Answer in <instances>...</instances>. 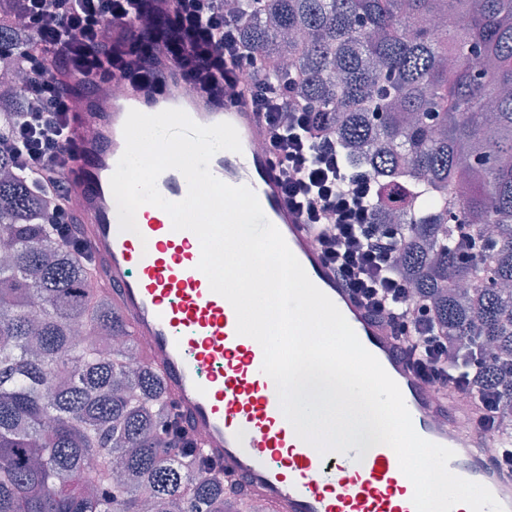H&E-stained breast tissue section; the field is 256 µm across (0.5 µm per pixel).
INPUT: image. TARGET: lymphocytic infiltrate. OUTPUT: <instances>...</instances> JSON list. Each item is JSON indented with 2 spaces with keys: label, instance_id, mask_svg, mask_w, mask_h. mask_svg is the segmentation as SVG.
Here are the masks:
<instances>
[{
  "label": "lymphocytic infiltrate",
  "instance_id": "obj_1",
  "mask_svg": "<svg viewBox=\"0 0 512 512\" xmlns=\"http://www.w3.org/2000/svg\"><path fill=\"white\" fill-rule=\"evenodd\" d=\"M25 41L12 46L25 72L18 94L26 107L0 154L8 156L29 190L45 201L43 219L61 240L77 217L71 180L77 157L71 121L83 94L121 77L161 90L163 60L176 61L187 89L216 104L247 99L264 127L261 141L277 170L285 199L311 232L341 287L366 315L386 328L400 356L411 361L426 388L465 398L471 430L492 435L491 464L512 470V440L501 441L503 402L486 383L482 348L454 350L428 298L412 293L397 257L398 225L375 221L374 198L385 188L364 169L340 164L328 113L296 92L303 76L289 71L278 84L257 78L258 58L240 35L241 21L224 0H22ZM83 94H76L75 85Z\"/></svg>",
  "mask_w": 512,
  "mask_h": 512
}]
</instances>
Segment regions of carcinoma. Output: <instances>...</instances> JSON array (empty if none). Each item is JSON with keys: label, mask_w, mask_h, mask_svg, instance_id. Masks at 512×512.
<instances>
[{"label": "carcinoma", "mask_w": 512, "mask_h": 512, "mask_svg": "<svg viewBox=\"0 0 512 512\" xmlns=\"http://www.w3.org/2000/svg\"><path fill=\"white\" fill-rule=\"evenodd\" d=\"M0 0V48L26 37ZM241 34L287 56L354 166L404 186L398 266L458 347L512 357V0H235ZM0 93V129L22 112ZM495 249L492 273L458 237ZM0 512H251L167 399L92 268L0 157ZM124 343L106 347L103 336ZM512 409V371L493 369Z\"/></svg>", "instance_id": "cac0c4a2"}]
</instances>
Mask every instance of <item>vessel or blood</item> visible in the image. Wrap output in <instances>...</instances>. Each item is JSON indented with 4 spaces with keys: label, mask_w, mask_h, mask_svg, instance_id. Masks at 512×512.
<instances>
[{
    "label": "vessel or blood",
    "mask_w": 512,
    "mask_h": 512,
    "mask_svg": "<svg viewBox=\"0 0 512 512\" xmlns=\"http://www.w3.org/2000/svg\"><path fill=\"white\" fill-rule=\"evenodd\" d=\"M133 109L146 114L181 109L199 125L228 122L237 129L241 152L216 153L210 163L213 175L256 193L309 279L398 384L415 431L452 449L451 472L486 486L512 512V472L490 466L489 444L458 429L457 412L423 385L397 353L393 337L340 286L306 225L289 208L276 170L266 155L252 149L263 127L250 106L220 109L205 96L184 99L180 81L172 76L157 96L135 84L116 91L105 83L72 127L79 153L72 183L83 238L98 281L111 290L134 336L143 341L147 360L158 367L168 397L204 456L226 476L242 481L266 512H415L413 485L388 446L323 456L297 437L270 389L271 378L261 370V346L237 335L231 304L211 291L199 270L201 251L194 233L174 230L170 216L150 204L137 210L136 231L121 230L110 179L125 148L123 125ZM157 188L170 201L188 192L186 179L173 169L159 176Z\"/></svg>",
    "instance_id": "b4317fda"
}]
</instances>
